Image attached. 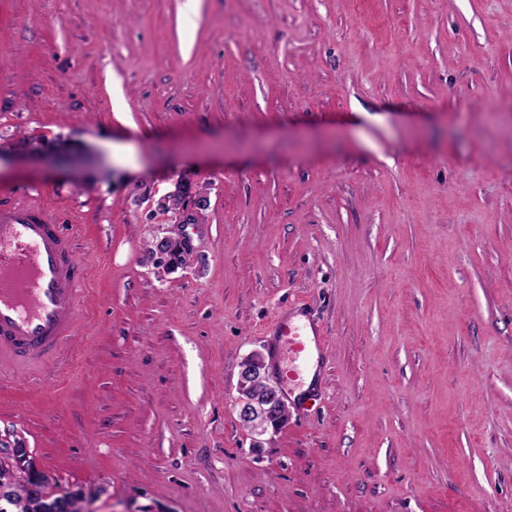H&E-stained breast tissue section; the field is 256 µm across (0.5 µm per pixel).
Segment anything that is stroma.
<instances>
[{"mask_svg": "<svg viewBox=\"0 0 512 512\" xmlns=\"http://www.w3.org/2000/svg\"><path fill=\"white\" fill-rule=\"evenodd\" d=\"M183 180L195 223L161 208ZM3 200L88 274L63 349L0 374L50 492L512 512V0H0ZM298 300L318 384L257 448L240 364Z\"/></svg>", "mask_w": 512, "mask_h": 512, "instance_id": "35a3bbf8", "label": "stroma"}]
</instances>
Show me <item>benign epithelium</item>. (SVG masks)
Returning a JSON list of instances; mask_svg holds the SVG:
<instances>
[{
  "label": "benign epithelium",
  "mask_w": 512,
  "mask_h": 512,
  "mask_svg": "<svg viewBox=\"0 0 512 512\" xmlns=\"http://www.w3.org/2000/svg\"><path fill=\"white\" fill-rule=\"evenodd\" d=\"M237 405L240 419L258 437L277 431L288 420L281 390L269 382L267 365L260 353L250 355L241 364ZM3 461L25 476L42 473L30 450L7 435H0V462Z\"/></svg>",
  "instance_id": "obj_1"
}]
</instances>
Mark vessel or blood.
Returning a JSON list of instances; mask_svg holds the SVG:
<instances>
[{
  "instance_id": "1",
  "label": "vessel or blood",
  "mask_w": 512,
  "mask_h": 512,
  "mask_svg": "<svg viewBox=\"0 0 512 512\" xmlns=\"http://www.w3.org/2000/svg\"><path fill=\"white\" fill-rule=\"evenodd\" d=\"M86 280L59 217L44 206L0 202V354L39 361L73 336ZM270 328L291 363L289 375L307 365L301 328L276 311Z\"/></svg>"
}]
</instances>
